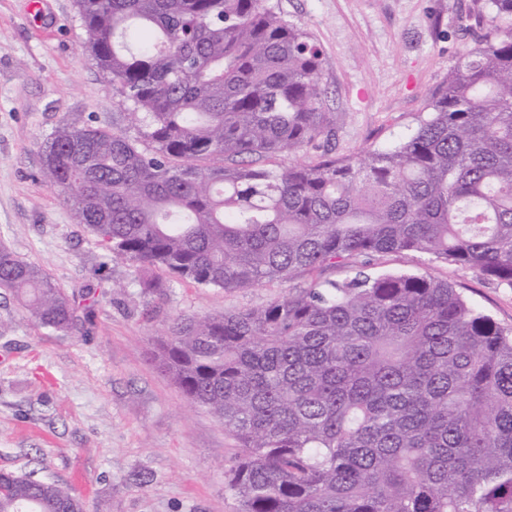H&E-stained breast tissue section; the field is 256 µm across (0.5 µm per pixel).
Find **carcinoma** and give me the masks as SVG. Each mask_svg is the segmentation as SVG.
<instances>
[{
    "label": "carcinoma",
    "mask_w": 512,
    "mask_h": 512,
    "mask_svg": "<svg viewBox=\"0 0 512 512\" xmlns=\"http://www.w3.org/2000/svg\"><path fill=\"white\" fill-rule=\"evenodd\" d=\"M81 43L135 128L63 125L47 181L110 253L226 292L309 275L254 309L178 315L158 366L242 455L241 512H512V329L450 284L363 266L419 254L512 288V0L417 129L355 157L336 136L321 51L263 0H76ZM0 289L74 330L93 289L57 287L0 246ZM0 512H83L69 488L0 472Z\"/></svg>",
    "instance_id": "carcinoma-1"
}]
</instances>
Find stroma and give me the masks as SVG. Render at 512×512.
<instances>
[{
    "mask_svg": "<svg viewBox=\"0 0 512 512\" xmlns=\"http://www.w3.org/2000/svg\"><path fill=\"white\" fill-rule=\"evenodd\" d=\"M323 52L336 114L333 156L384 149L412 133L475 35L474 0H265ZM75 0H0V244L99 303L77 331L39 326L0 290V471L35 473L79 494L86 512H238L224 473L240 446L151 359L180 314L263 306L306 278L227 292L153 278L106 251L46 181L42 146L60 126L108 129L129 106L81 45ZM375 271L448 281L512 328V288L416 256L372 257Z\"/></svg>",
    "mask_w": 512,
    "mask_h": 512,
    "instance_id": "35a3bbf8",
    "label": "stroma"
}]
</instances>
